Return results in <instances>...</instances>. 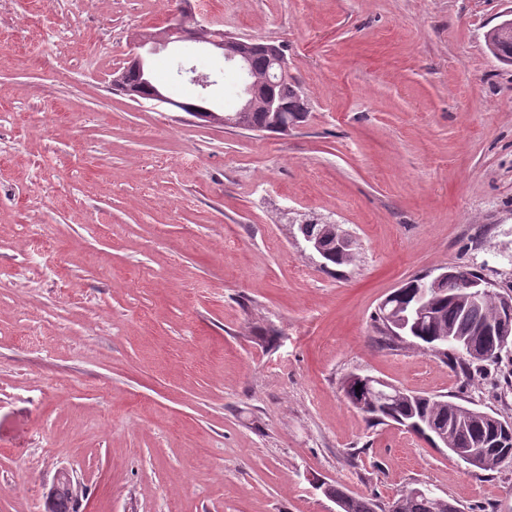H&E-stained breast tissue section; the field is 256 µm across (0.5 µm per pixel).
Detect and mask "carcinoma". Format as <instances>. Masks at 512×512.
<instances>
[{
  "label": "carcinoma",
  "mask_w": 512,
  "mask_h": 512,
  "mask_svg": "<svg viewBox=\"0 0 512 512\" xmlns=\"http://www.w3.org/2000/svg\"><path fill=\"white\" fill-rule=\"evenodd\" d=\"M486 47L496 58L512 63V23L503 22L485 35ZM277 92L288 102V106L302 108L304 102L297 94V86L284 80ZM464 276H450L433 291L436 318L421 324L424 336H442L450 331L470 339L471 344L483 351L486 358L472 360L463 355L454 345L435 354L440 361L452 365L469 378L475 373H486L498 364L502 355L512 351V341H503L500 336H483L476 328L496 320L512 305V290L493 292L479 305H470L463 299L468 291L467 278L481 279L476 272L464 268ZM344 398L353 408L363 413L371 424L426 420L448 431L449 443L454 448H477L487 442L493 432H498L497 441L512 449V421L489 412L481 415L479 410L460 403L414 393L408 398H381L361 386V381L348 376L341 385ZM330 494L340 502L343 512H448V499L441 496L424 497L414 491H402L392 499L382 502L377 498L354 496L339 484H328ZM51 512H79V502L62 491Z\"/></svg>",
  "instance_id": "1"
}]
</instances>
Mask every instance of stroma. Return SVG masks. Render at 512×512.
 <instances>
[{
  "label": "stroma",
  "instance_id": "stroma-1",
  "mask_svg": "<svg viewBox=\"0 0 512 512\" xmlns=\"http://www.w3.org/2000/svg\"><path fill=\"white\" fill-rule=\"evenodd\" d=\"M178 7L0 0V512H43L61 466L79 512H331L316 476L512 512V466L460 467L340 390L369 375L512 417V355L466 381L372 322L446 267L512 289V66L484 44L512 0L196 8L281 45L308 106L286 136L113 87L133 39ZM149 64L174 100L235 99L210 45ZM314 218L350 236L349 263L295 242Z\"/></svg>",
  "mask_w": 512,
  "mask_h": 512
}]
</instances>
